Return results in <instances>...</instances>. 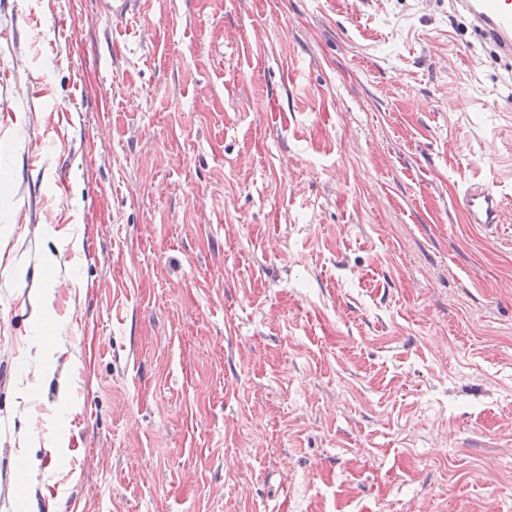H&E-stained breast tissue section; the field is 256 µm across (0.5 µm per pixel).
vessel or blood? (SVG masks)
Listing matches in <instances>:
<instances>
[{
  "label": "vessel or blood",
  "mask_w": 512,
  "mask_h": 512,
  "mask_svg": "<svg viewBox=\"0 0 512 512\" xmlns=\"http://www.w3.org/2000/svg\"><path fill=\"white\" fill-rule=\"evenodd\" d=\"M455 12L469 16L482 41L493 53L512 62V0H450ZM462 206L468 220L493 228L502 222L497 194L482 184L470 185L463 193Z\"/></svg>",
  "instance_id": "vessel-or-blood-1"
}]
</instances>
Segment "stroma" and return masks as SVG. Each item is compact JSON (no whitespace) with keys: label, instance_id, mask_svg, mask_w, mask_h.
<instances>
[{"label":"stroma","instance_id":"1","mask_svg":"<svg viewBox=\"0 0 512 512\" xmlns=\"http://www.w3.org/2000/svg\"><path fill=\"white\" fill-rule=\"evenodd\" d=\"M105 2L0 0V512H512V70L448 0ZM469 223L485 224L486 228L498 227L502 222L501 201L497 194L483 184H472L461 200Z\"/></svg>","mask_w":512,"mask_h":512}]
</instances>
